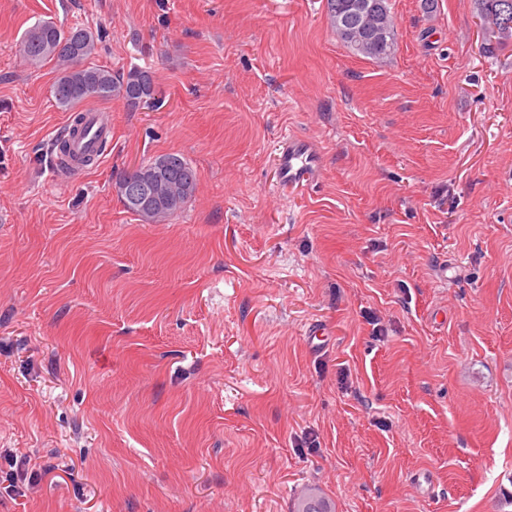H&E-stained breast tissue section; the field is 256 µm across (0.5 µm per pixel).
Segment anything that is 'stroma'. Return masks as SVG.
Instances as JSON below:
<instances>
[{
	"mask_svg": "<svg viewBox=\"0 0 512 512\" xmlns=\"http://www.w3.org/2000/svg\"><path fill=\"white\" fill-rule=\"evenodd\" d=\"M391 11L371 59L325 0H0V512H512V45L474 0ZM41 20L154 76L74 176ZM170 153L195 197L144 223L114 184ZM319 165V153L309 143L289 138L275 159L277 180L284 188L298 187L314 178Z\"/></svg>",
	"mask_w": 512,
	"mask_h": 512,
	"instance_id": "35a3bbf8",
	"label": "stroma"
}]
</instances>
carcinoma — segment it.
Masks as SVG:
<instances>
[{"mask_svg": "<svg viewBox=\"0 0 512 512\" xmlns=\"http://www.w3.org/2000/svg\"><path fill=\"white\" fill-rule=\"evenodd\" d=\"M477 15L488 38L482 49L486 53L512 44V0H475ZM330 28L354 54L367 58L390 56L396 47L395 23L390 0H326ZM97 36L72 27L68 30L50 20H42L22 36L19 52L36 64L52 61L58 76L52 91L57 103L74 108L89 101L120 99L136 110L155 100L151 71L134 67L115 73L106 67L86 66L84 61L96 54ZM161 161L167 163V179L156 186L161 203L155 207L125 208L147 224L169 221L195 196L199 175L184 158L167 154L144 163L154 169ZM294 512H331L329 503L316 490H307Z\"/></svg>", "mask_w": 512, "mask_h": 512, "instance_id": "carcinoma-1", "label": "carcinoma"}]
</instances>
